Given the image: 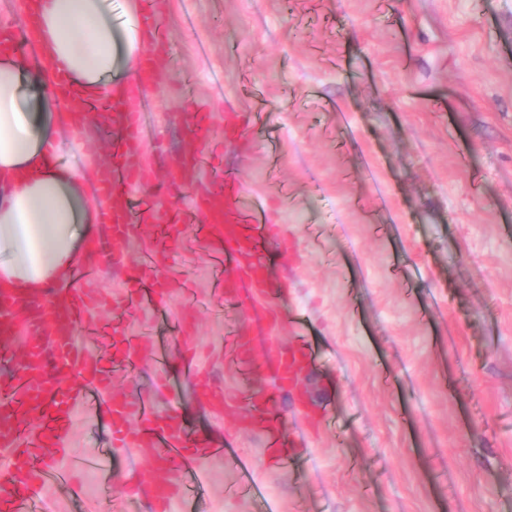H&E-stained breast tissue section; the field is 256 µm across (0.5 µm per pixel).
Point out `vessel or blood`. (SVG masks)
<instances>
[{
    "label": "vessel or blood",
    "mask_w": 512,
    "mask_h": 512,
    "mask_svg": "<svg viewBox=\"0 0 512 512\" xmlns=\"http://www.w3.org/2000/svg\"><path fill=\"white\" fill-rule=\"evenodd\" d=\"M167 5L168 0H135L141 35L140 70L133 83L112 90V107L122 110L123 125L113 139L112 168L107 171L97 198L101 214L111 224L113 237L118 241L131 230L147 232L165 222L174 234L180 225H193L216 269L214 291L223 297L225 304H239L244 294L255 301L269 300L277 286L268 278L261 249L256 245L258 235L270 232L264 210L250 203L248 193L237 179L218 185L202 177L212 164V152L199 137L210 125L208 115L190 113L198 137L190 150L164 174L165 182L191 188L190 212L164 209L159 193L149 187L139 199L131 197L133 184L141 182L148 186L151 172L143 160L140 115L131 111L130 106L142 98L146 89L158 84L175 64L161 18ZM249 123L248 113L225 106V136L242 134ZM81 294L78 288L57 294L48 312L27 320L23 331L31 360L0 378V416L10 417L15 424L14 430L0 432V454L12 461L41 457L46 449L60 448L70 430V406L78 394L68 383L51 387L43 381L45 351L53 350L56 358L69 361L78 368L81 377L93 378L102 371L100 362L88 358L74 342L75 329H82L89 336L100 330L98 322L89 320L90 305ZM123 302L130 309L151 308L159 312L163 309L164 293L136 287L128 290ZM254 318L263 324L262 345L253 350L247 348L243 337H235L226 349L227 357L245 362L251 373L270 372L276 382L288 389L307 424L322 428L324 418L310 409L302 391L301 380L312 360L311 353L302 345H288L281 340L278 334L281 322L273 310L261 309L255 312ZM112 333L114 369H124L131 361H145L159 371H166L171 351L167 345L155 343L146 335H129L120 316L113 319ZM176 349L182 374L203 383L197 403L222 412L233 429L262 434L268 463L278 468L287 465L288 458L281 451L283 433L278 418L256 413L257 408L265 406L266 393L229 396L220 384L206 383V374L198 365L190 337H183ZM153 402L150 395L135 400L113 396L108 398L107 408L112 413V425L118 430L117 440L134 449L139 462L153 464L152 476L141 483V495L158 512H165L169 502L184 496L195 475L194 463L222 456L224 445L199 432L187 434L178 418L158 416ZM35 418L42 420V428L30 429L29 424ZM102 465V460L97 458L74 461L68 470L48 465L43 468L41 479L46 485H67L72 470L98 469ZM35 497L32 491L16 492L12 481L0 482V512H34Z\"/></svg>",
    "instance_id": "b4317fda"
}]
</instances>
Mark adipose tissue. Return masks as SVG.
<instances>
[{
    "mask_svg": "<svg viewBox=\"0 0 512 512\" xmlns=\"http://www.w3.org/2000/svg\"><path fill=\"white\" fill-rule=\"evenodd\" d=\"M110 0H42L35 16L33 59L0 57V286L39 299L54 285L72 286L82 246L98 220V205L81 174L55 163L54 112L66 101L53 87L57 68L94 96L111 100L112 86L137 75L138 35L125 22L116 49ZM37 95L41 117L20 109L24 89Z\"/></svg>",
    "mask_w": 512,
    "mask_h": 512,
    "instance_id": "obj_1",
    "label": "adipose tissue"
}]
</instances>
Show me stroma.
<instances>
[{
  "label": "stroma",
  "mask_w": 512,
  "mask_h": 512,
  "mask_svg": "<svg viewBox=\"0 0 512 512\" xmlns=\"http://www.w3.org/2000/svg\"><path fill=\"white\" fill-rule=\"evenodd\" d=\"M178 66L141 101L143 158L156 177L191 145L171 121L210 112L219 169L259 197L274 228L263 258L282 289L270 301L284 340L303 335L316 359L305 386L334 429L312 432L287 393L275 399L296 461L268 466L263 439L199 407L171 360L160 411L227 442L196 470L194 512H512V0H170L164 17ZM255 119L224 140V106ZM111 130L61 134V162L93 173ZM81 264L109 323L143 266L176 281L165 319H127L176 344L191 329L201 364L225 391L274 388L225 360L237 329L257 321L204 308L214 268L190 226L152 254L133 231ZM121 263H113V251ZM111 450L112 474L85 470L72 487L41 488L53 512H96L111 496L153 512L129 475L106 407L78 402L60 466L84 448ZM249 464L259 487L236 484Z\"/></svg>",
  "instance_id": "1"
}]
</instances>
